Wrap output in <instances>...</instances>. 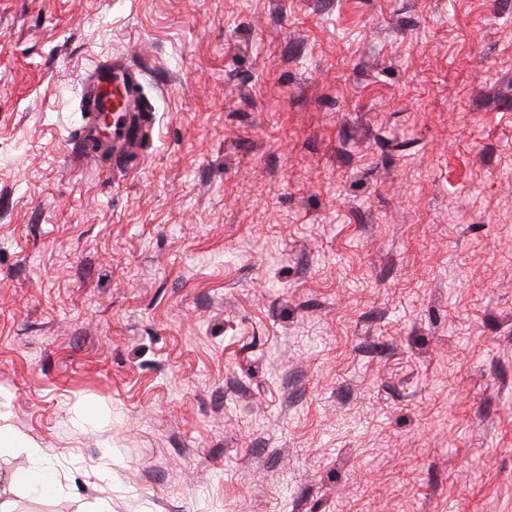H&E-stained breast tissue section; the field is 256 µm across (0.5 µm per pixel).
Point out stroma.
Segmentation results:
<instances>
[{"label": "stroma", "instance_id": "obj_1", "mask_svg": "<svg viewBox=\"0 0 512 512\" xmlns=\"http://www.w3.org/2000/svg\"><path fill=\"white\" fill-rule=\"evenodd\" d=\"M0 425L10 512H512V0H0ZM140 70L122 57H113L89 71L84 78V108L88 123L83 132L85 138L95 143L91 155L102 165L98 167L109 175L112 161L128 155L137 142L140 112L143 106L139 87ZM112 118L108 134L102 133L103 118ZM21 447L32 448V461L30 468L25 473L15 476L14 482L26 485L35 493H46L49 489H55L53 475L45 465L41 450L36 446Z\"/></svg>", "mask_w": 512, "mask_h": 512}]
</instances>
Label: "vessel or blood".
I'll list each match as a JSON object with an SVG mask.
<instances>
[{
  "label": "vessel or blood",
  "instance_id": "1",
  "mask_svg": "<svg viewBox=\"0 0 512 512\" xmlns=\"http://www.w3.org/2000/svg\"><path fill=\"white\" fill-rule=\"evenodd\" d=\"M85 138L95 144L93 157L103 171L128 155L137 142L143 106L140 71L121 57L97 66L84 78Z\"/></svg>",
  "mask_w": 512,
  "mask_h": 512
}]
</instances>
